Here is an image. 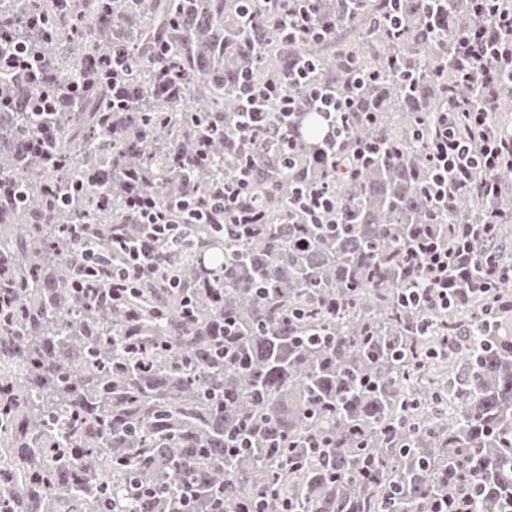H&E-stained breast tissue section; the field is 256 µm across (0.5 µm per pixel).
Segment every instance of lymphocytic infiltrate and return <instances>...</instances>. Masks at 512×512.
<instances>
[{"label": "lymphocytic infiltrate", "mask_w": 512, "mask_h": 512, "mask_svg": "<svg viewBox=\"0 0 512 512\" xmlns=\"http://www.w3.org/2000/svg\"><path fill=\"white\" fill-rule=\"evenodd\" d=\"M478 25L468 37L462 53L468 65L467 75L481 85L485 99L497 102L499 95L496 54L507 36L512 35V0H473ZM21 75L36 84H44L51 76L46 59L32 54L27 41L7 32L0 35V71ZM430 162L437 177L452 178L463 183L474 165L494 171H512V135L507 136L490 126V113L485 109L458 110L449 107L438 121L431 145ZM206 209L210 216L225 217L240 232H250L256 217V195L245 183L218 182L207 193ZM129 224L151 226L154 235L166 237L173 247H180L183 236L175 224L170 207L154 197L130 194L124 206ZM81 248V261L74 269L72 286L85 299L101 301L122 299L129 287L165 277L147 241L120 237L118 245L124 253L122 263H114L81 229L72 228ZM483 267L488 281L504 279L502 269L478 251L475 234L469 228L458 229L456 245L445 249L433 243L421 244L416 252V273L404 293L407 303L432 308L448 306L468 295L464 284L468 272Z\"/></svg>", "instance_id": "lymphocytic-infiltrate-1"}]
</instances>
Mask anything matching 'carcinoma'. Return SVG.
Masks as SVG:
<instances>
[{"label":"carcinoma","mask_w":512,"mask_h":512,"mask_svg":"<svg viewBox=\"0 0 512 512\" xmlns=\"http://www.w3.org/2000/svg\"><path fill=\"white\" fill-rule=\"evenodd\" d=\"M390 0H321L337 30L289 35L274 0H81L84 18L51 0L42 35L9 0V24L50 59L76 104L29 111L22 78L0 75V512H435L462 484L485 488L477 512L512 498V333L485 335L471 293L448 309L400 303L411 243L432 224L485 222L486 204L448 182L432 198L427 147L451 97L483 103L453 44L475 23L471 0H401L402 32L381 20ZM436 14L438 27L428 23ZM308 60L349 112L338 160L358 143L357 170L333 172L320 151L326 119L293 117L281 151L236 128L238 88L290 82ZM185 79L179 105L163 67ZM512 83L493 120L506 112ZM210 157H194L207 126ZM51 132L47 149L30 140ZM95 169L97 191L74 187ZM180 220L212 179L246 178L259 228L190 224L188 242L156 256L173 284L129 303L96 305L69 282L81 256L66 228L109 242L122 223L129 172ZM493 207L512 216V176ZM329 185L311 212L299 190ZM428 324L424 332L419 330Z\"/></svg>","instance_id":"1"}]
</instances>
